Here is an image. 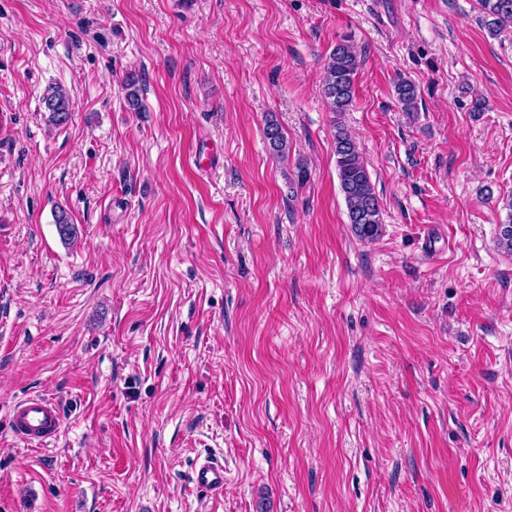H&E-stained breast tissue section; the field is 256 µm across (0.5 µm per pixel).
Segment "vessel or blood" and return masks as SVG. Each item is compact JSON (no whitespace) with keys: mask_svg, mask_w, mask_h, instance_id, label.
I'll use <instances>...</instances> for the list:
<instances>
[{"mask_svg":"<svg viewBox=\"0 0 512 512\" xmlns=\"http://www.w3.org/2000/svg\"><path fill=\"white\" fill-rule=\"evenodd\" d=\"M12 433L27 446L44 448L58 440L63 429V416L56 400L32 395L15 402L9 411ZM194 487L214 496L224 492V463L217 457L201 460L192 477Z\"/></svg>","mask_w":512,"mask_h":512,"instance_id":"obj_1","label":"vessel or blood"}]
</instances>
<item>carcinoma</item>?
<instances>
[{
  "instance_id": "obj_1",
  "label": "carcinoma",
  "mask_w": 512,
  "mask_h": 512,
  "mask_svg": "<svg viewBox=\"0 0 512 512\" xmlns=\"http://www.w3.org/2000/svg\"><path fill=\"white\" fill-rule=\"evenodd\" d=\"M482 12L492 17L488 28L500 33L512 27V0H479ZM359 68V58L347 37L341 39L329 54L324 68L323 96L328 111L340 116L348 110L354 94V81ZM397 100L404 111L417 109V85L404 77L394 85ZM46 121L55 126L71 118V98L61 87H54L42 98ZM334 154L341 190L344 194L349 224L354 235L362 242H373L381 233L382 219L379 200L371 182L360 145L341 122H335ZM264 135L276 153H288V142L276 120H266ZM507 219L499 224L497 244L512 252V197L504 201ZM55 224L60 239L72 243L78 239V227L69 213L60 208L55 213Z\"/></svg>"
}]
</instances>
